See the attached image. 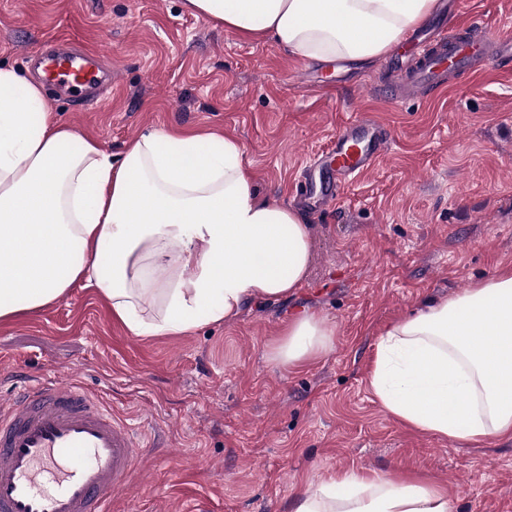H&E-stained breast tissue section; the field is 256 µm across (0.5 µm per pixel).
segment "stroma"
Listing matches in <instances>:
<instances>
[{"label":"stroma","mask_w":512,"mask_h":512,"mask_svg":"<svg viewBox=\"0 0 512 512\" xmlns=\"http://www.w3.org/2000/svg\"><path fill=\"white\" fill-rule=\"evenodd\" d=\"M512 40V0H462ZM99 47L115 71L86 112L49 98L58 119L119 156L152 129L236 137L260 195L293 206L300 166L360 114L390 128L374 171L340 199L303 208L313 230L305 284L252 302L233 323L134 336L82 286L0 323V402L28 380L79 382L139 432L137 471L112 512H293V490L346 471H416L455 512H512V439L471 445L416 433L368 384L393 319L512 266V75L448 78L431 99L393 101L394 54L342 64L298 60L242 39L183 0H0V63L25 69L45 39ZM307 313L334 346L298 370L270 350Z\"/></svg>","instance_id":"1"}]
</instances>
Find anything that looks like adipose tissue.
<instances>
[{
  "instance_id": "adipose-tissue-1",
  "label": "adipose tissue",
  "mask_w": 512,
  "mask_h": 512,
  "mask_svg": "<svg viewBox=\"0 0 512 512\" xmlns=\"http://www.w3.org/2000/svg\"><path fill=\"white\" fill-rule=\"evenodd\" d=\"M238 35L304 60H370L435 0H184ZM303 215L260 196L243 146L204 130H154L112 159L59 122L40 84L0 66V321L96 288L135 336L237 320L304 284ZM322 317L289 322L271 357L295 369L333 346ZM407 427L482 444L512 439V266L426 303L381 332L369 374ZM294 512H453L429 481L348 472L302 486Z\"/></svg>"
}]
</instances>
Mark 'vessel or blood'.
Segmentation results:
<instances>
[{"instance_id": "1", "label": "vessel or blood", "mask_w": 512, "mask_h": 512, "mask_svg": "<svg viewBox=\"0 0 512 512\" xmlns=\"http://www.w3.org/2000/svg\"><path fill=\"white\" fill-rule=\"evenodd\" d=\"M410 44L416 63L403 72V99L446 91L452 71L512 67V44L493 39L472 19ZM32 63L56 96L85 103L115 79L100 50L75 47L64 37L48 39ZM392 142L391 130L370 116L344 124L320 160L323 201L335 202ZM137 455L132 426L97 397L71 382L38 381L0 405V512H112L113 496L132 481Z\"/></svg>"}]
</instances>
